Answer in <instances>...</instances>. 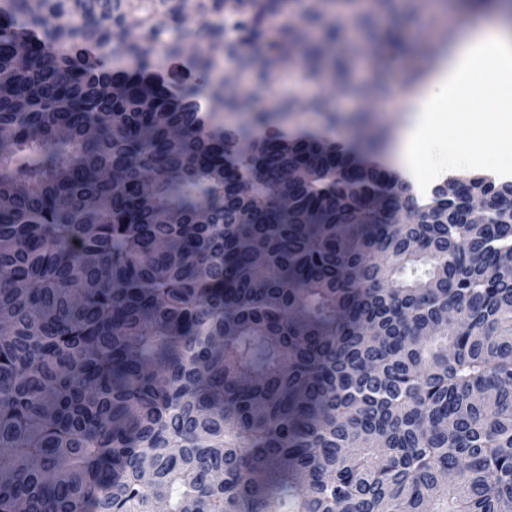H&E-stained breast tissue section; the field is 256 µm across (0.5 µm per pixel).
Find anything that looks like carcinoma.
<instances>
[{"instance_id": "1", "label": "carcinoma", "mask_w": 512, "mask_h": 512, "mask_svg": "<svg viewBox=\"0 0 512 512\" xmlns=\"http://www.w3.org/2000/svg\"><path fill=\"white\" fill-rule=\"evenodd\" d=\"M355 26L0 0V512H512V221L198 115L268 96L295 45L304 79L385 92L347 52L310 66ZM189 47L191 75L146 78Z\"/></svg>"}]
</instances>
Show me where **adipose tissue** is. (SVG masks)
<instances>
[{
  "label": "adipose tissue",
  "instance_id": "obj_1",
  "mask_svg": "<svg viewBox=\"0 0 512 512\" xmlns=\"http://www.w3.org/2000/svg\"><path fill=\"white\" fill-rule=\"evenodd\" d=\"M491 79L503 109L504 121H512V35L498 25L477 20L469 23L446 58L438 63L408 106L396 156L402 176L416 197L426 198L423 172L429 163V147L448 101L462 99L479 80Z\"/></svg>",
  "mask_w": 512,
  "mask_h": 512
}]
</instances>
